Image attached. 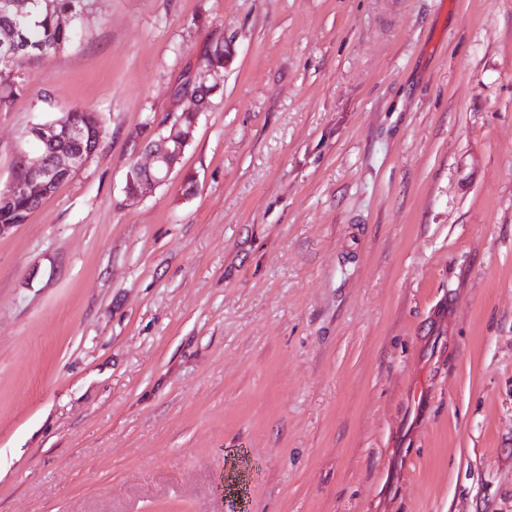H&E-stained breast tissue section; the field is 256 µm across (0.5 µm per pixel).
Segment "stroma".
I'll list each match as a JSON object with an SVG mask.
<instances>
[{
    "mask_svg": "<svg viewBox=\"0 0 512 512\" xmlns=\"http://www.w3.org/2000/svg\"><path fill=\"white\" fill-rule=\"evenodd\" d=\"M22 73L0 184L105 134L0 237V512H512V0H94ZM205 55H207V61L210 65L203 59L199 63L205 78L197 80L196 76H190L186 85V92L177 96L180 102L187 99L192 104L191 107L183 109L184 112H193L186 130L181 129L179 120L174 127V132L176 130L180 131L178 137L174 138L173 136L160 134L148 146L149 162L146 164L136 162L130 166L126 173L124 189L129 200H139L152 194L156 188L168 182L172 174L180 167L185 150L193 139L199 117L205 111L203 103L199 101V97L191 89L198 86L205 87L211 81L220 83L223 79L221 74L224 75V69L231 59L227 46L222 41L216 42ZM215 83L209 85L207 91L201 93V100L211 91L216 93L222 88V84L219 86ZM50 120L60 122L64 128L77 127L81 129L84 140L91 141L93 138L94 143L97 142L100 132L104 134L103 125H99L91 111L83 108L62 109L56 112ZM43 123H34L27 129L26 134L33 140L39 141L38 152L31 155L26 150H18L13 159L11 177L0 188V237L8 234L19 225L25 224L29 214L40 205L43 199L42 190L35 188L28 195H24L28 192L31 184H38L44 192L48 193L44 197L45 199L52 194L51 190L54 187H58L69 178L70 174L79 170L96 153L99 147L101 137L95 147L90 146V149L87 150L84 144L79 141L82 138V133L76 132L72 135L71 140L80 145L79 150L57 148L52 153H47L43 150L42 143L46 146L51 144L60 147L70 145L71 140L65 137L59 140L60 135L56 122L40 125ZM18 160L21 162L23 170L21 177H17L21 175V167L18 164L15 165L16 176L14 175L13 166Z\"/></svg>",
    "mask_w": 512,
    "mask_h": 512,
    "instance_id": "obj_1",
    "label": "stroma"
}]
</instances>
